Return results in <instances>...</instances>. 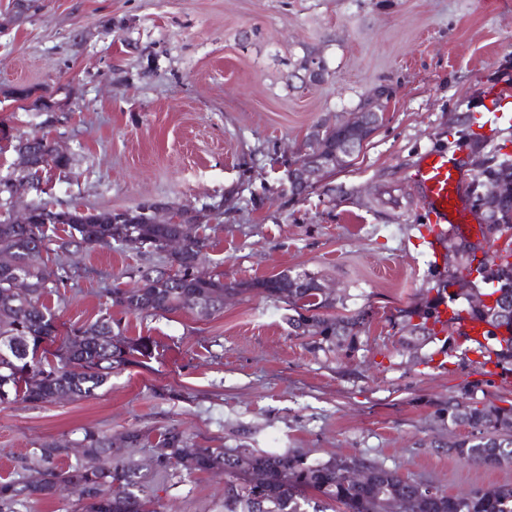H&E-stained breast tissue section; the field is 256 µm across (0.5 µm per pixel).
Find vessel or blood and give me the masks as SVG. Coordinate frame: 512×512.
<instances>
[{"label":"vessel or blood","instance_id":"1","mask_svg":"<svg viewBox=\"0 0 512 512\" xmlns=\"http://www.w3.org/2000/svg\"><path fill=\"white\" fill-rule=\"evenodd\" d=\"M411 181L432 224L428 247L439 267L448 264L442 240L448 231L461 230L468 221V209L460 199V172L444 151L426 152L411 171Z\"/></svg>","mask_w":512,"mask_h":512}]
</instances>
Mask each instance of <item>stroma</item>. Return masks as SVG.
<instances>
[{
    "label": "stroma",
    "mask_w": 512,
    "mask_h": 512,
    "mask_svg": "<svg viewBox=\"0 0 512 512\" xmlns=\"http://www.w3.org/2000/svg\"><path fill=\"white\" fill-rule=\"evenodd\" d=\"M0 0V182L17 179L23 134L47 136L72 163L16 209L52 201L120 211L156 202L178 210L223 205L199 233L202 272L227 283L305 273L329 288L336 315L366 312L343 343L313 347L284 302L248 291L208 317L113 310L124 336H148L147 358L114 369L95 396L0 404V477L25 481L31 449L77 448L85 431L145 439L114 455L147 464L161 432L194 446L291 451L312 461L359 458L465 495L512 486V465L459 460L469 434L443 407L475 399L512 406V374L481 369L439 343L400 344L403 316L434 298L438 272L421 241L428 223L409 175L445 148L464 179L512 129L478 128L482 90L512 97V0ZM319 58L320 85L301 64ZM56 109L20 104L16 87ZM383 121L350 166L294 198L291 163L316 125L347 118L378 88ZM73 277L48 295L59 332L101 317L105 289L166 271V253L120 245L52 247L47 270ZM224 477L170 480V512H224Z\"/></svg>",
    "instance_id": "stroma-1"
}]
</instances>
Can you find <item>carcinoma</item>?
I'll use <instances>...</instances> for the list:
<instances>
[{"mask_svg":"<svg viewBox=\"0 0 512 512\" xmlns=\"http://www.w3.org/2000/svg\"><path fill=\"white\" fill-rule=\"evenodd\" d=\"M17 155H27L31 163L52 157L51 141L29 135L18 139ZM476 189L488 182L497 187L499 210L481 225L482 233L492 234L497 226L512 225V155L496 154L487 161L476 177ZM143 204L132 210L122 222L114 223L108 212H85L70 209L52 210V204L31 206L25 224H16L11 216L0 219V404L18 401L52 403L63 397L82 399L95 395L103 387L112 369L152 357L154 342L150 338L123 335L121 323L110 317L81 326L58 338L56 316L44 302L45 295L71 279L63 268L57 279L49 281L42 261L51 244L48 232L62 224L66 245L91 247L118 243L125 247H149L162 251L167 240L179 237L184 242L175 276L147 271L140 275L135 288L105 291L104 305L118 307L133 315L195 311L199 299L212 302V312L224 308V295L241 294L258 289L269 298L288 303L302 313L289 319L295 331L318 338L317 345L336 343L343 336H355L364 325V313L332 316L326 311L336 307V300L317 279L309 276V288H283L280 276L247 286L226 284L198 270L204 239L198 224H156L151 209ZM509 253L498 254L499 263L486 269L489 260H479L482 282L498 280L499 287L486 295L503 292L512 307V263ZM32 285L30 297L8 300L16 276ZM431 312L421 315L417 324L407 323L408 335L401 338L406 347L419 340H433L435 333L427 326ZM58 343L52 353L55 363L45 357V344ZM470 351L483 358L481 366L494 361L506 373L512 372V338L500 341L486 332L481 340L471 341ZM448 421L471 427V435L453 442L448 452L468 464L502 467L512 464V435L499 430L512 425V409L502 412L489 405L464 404L448 400ZM82 455L65 468L55 464L57 457L69 455L60 443L43 444L34 449L33 457L41 464L40 476L20 485L0 480V505L20 500L53 499L57 490L78 486L82 512H164L158 492L163 487L156 480L176 474L224 472L226 491L224 512H512V487L490 486L458 496L404 478L396 472L375 465L368 466L369 480L361 485L346 480L344 472L351 463L365 465L356 457H335L310 462L301 454L256 453L246 448H196L180 430L169 429L157 442V467L144 469L139 464L112 456V438L88 430L81 443Z\"/></svg>","mask_w":512,"mask_h":512,"instance_id":"carcinoma-1","label":"carcinoma"}]
</instances>
